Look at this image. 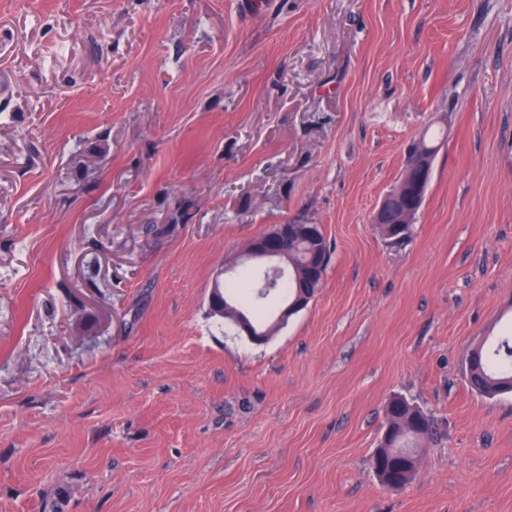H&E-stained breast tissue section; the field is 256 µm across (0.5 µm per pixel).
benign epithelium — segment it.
Returning a JSON list of instances; mask_svg holds the SVG:
<instances>
[{"label":"benign epithelium","mask_w":512,"mask_h":512,"mask_svg":"<svg viewBox=\"0 0 512 512\" xmlns=\"http://www.w3.org/2000/svg\"><path fill=\"white\" fill-rule=\"evenodd\" d=\"M435 149L416 146L407 156L405 169L402 177L396 185L387 191L376 205L370 222L376 227H383L397 234L414 222L419 211L422 198L425 197L427 186L432 174ZM313 224H277L268 232L252 239L244 253L255 258L271 260L274 266L266 269L263 273L264 285L273 287L281 278L280 244L290 235L314 236ZM324 264L322 255L317 254L311 258L309 279L317 281L316 289L305 292L297 290L295 297L280 312L275 324L280 326L288 318L303 310L313 300L321 288L323 277L318 271ZM210 310L221 316H231L234 325L239 331L255 341L265 340L268 332L256 327L242 311L233 310L219 295L218 291L211 292L209 301ZM421 458L418 455L412 456L407 464L406 478L402 482H394L380 468L374 469L381 484L388 488L402 487L411 481L420 469Z\"/></svg>","instance_id":"obj_1"}]
</instances>
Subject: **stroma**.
I'll list each match as a JSON object with an SVG mask.
<instances>
[{
    "label": "stroma",
    "instance_id": "35a3bbf8",
    "mask_svg": "<svg viewBox=\"0 0 512 512\" xmlns=\"http://www.w3.org/2000/svg\"><path fill=\"white\" fill-rule=\"evenodd\" d=\"M0 512H512V0H0ZM440 130L406 237L371 226ZM320 225L264 343L242 245ZM401 397L440 434L383 487ZM314 244H318L319 251L322 253V255L317 254L311 258L310 272H309L310 274H309L308 279L313 280V281L314 280L318 281V283L315 287L316 289H314L312 291H308V292H304L301 289H297L296 295L293 298V300L291 302H289L281 310L280 314L278 315V318L275 321V324L277 326L284 324L290 316H292V315L298 313L299 311L303 310L304 308H306L308 306V304L313 300V298L318 293L319 288H321V286H322L323 278H324L323 276L325 275L326 268H327V265L329 262V248L327 246V242H326L324 235L319 237L318 241H316ZM322 256H325V264H324V260L322 259ZM323 264H324L323 276L322 275L319 276L318 271L321 270ZM218 288L221 289V292H223L226 297L225 300L223 295L219 296ZM218 288H214L211 292L209 301L210 310L220 317L230 315L234 325H236L239 331L244 333L245 336L255 341H264L265 336H268L267 330L256 327L244 312L234 311L226 300H230L236 306L245 307L246 303L256 292L255 283L245 280H224V282L218 283ZM468 383L483 397L512 393V334L500 336L489 350H470Z\"/></svg>",
    "mask_w": 512,
    "mask_h": 512
}]
</instances>
